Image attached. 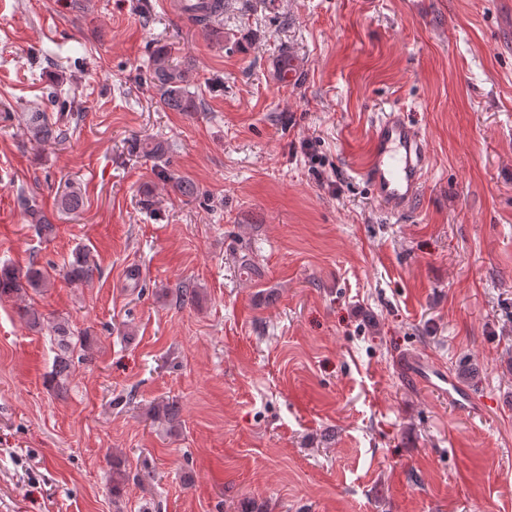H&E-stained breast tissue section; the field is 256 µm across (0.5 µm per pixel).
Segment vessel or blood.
<instances>
[{"label":"vessel or blood","mask_w":512,"mask_h":512,"mask_svg":"<svg viewBox=\"0 0 512 512\" xmlns=\"http://www.w3.org/2000/svg\"><path fill=\"white\" fill-rule=\"evenodd\" d=\"M426 172L422 141L405 121L401 110L391 109L375 121L371 129V156L363 170L372 195L386 210L405 211L420 193ZM417 377L428 385L448 388V399L465 406L466 395L453 375L446 371L421 370Z\"/></svg>","instance_id":"b4317fda"}]
</instances>
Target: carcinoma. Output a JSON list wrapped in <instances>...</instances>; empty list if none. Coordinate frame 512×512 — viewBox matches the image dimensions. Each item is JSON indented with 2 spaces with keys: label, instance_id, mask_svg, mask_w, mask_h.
Segmentation results:
<instances>
[{
  "label": "carcinoma",
  "instance_id": "1",
  "mask_svg": "<svg viewBox=\"0 0 512 512\" xmlns=\"http://www.w3.org/2000/svg\"><path fill=\"white\" fill-rule=\"evenodd\" d=\"M149 77L152 86L160 96L166 108L174 112H196L201 102L190 92V71L173 63L170 51L165 46L156 48L149 59ZM29 137L39 143H60L69 135V128L50 122L45 113L31 112L26 120ZM130 150L140 152L153 158H162L168 147L161 141H132ZM61 211L76 213L83 209L85 202L80 189L71 187L58 200ZM97 266L90 252L77 247L72 251V259L68 260L65 278L71 283H82L92 280ZM46 272L35 265H30L25 272H20L8 264L0 266V299H22L27 289L37 291L46 287ZM59 353L54 358V377L59 379L70 369V350L73 331L68 322L56 321L50 326Z\"/></svg>",
  "mask_w": 512,
  "mask_h": 512
}]
</instances>
